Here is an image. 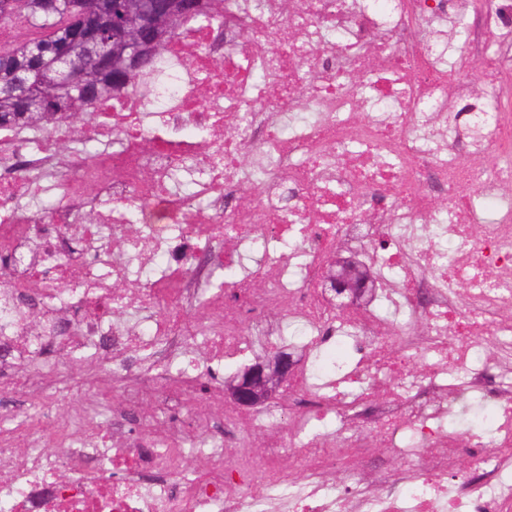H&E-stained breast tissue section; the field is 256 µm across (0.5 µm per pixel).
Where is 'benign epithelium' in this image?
<instances>
[{
	"instance_id": "benign-epithelium-1",
	"label": "benign epithelium",
	"mask_w": 512,
	"mask_h": 512,
	"mask_svg": "<svg viewBox=\"0 0 512 512\" xmlns=\"http://www.w3.org/2000/svg\"><path fill=\"white\" fill-rule=\"evenodd\" d=\"M127 8L114 6L112 14V55L98 65L112 62V67L130 71L156 56L158 44L168 37L177 16L186 9V0H166L159 8L157 0H125ZM39 70L64 79L70 88L81 93L86 72L67 67V53L59 52L49 60L39 59ZM328 281L342 294L361 292L368 281L367 272L358 265L338 262L331 266ZM290 360L277 355L269 363H258L244 369L227 385V393L242 406L262 401L273 389L288 379Z\"/></svg>"
}]
</instances>
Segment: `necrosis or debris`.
<instances>
[{
  "mask_svg": "<svg viewBox=\"0 0 512 512\" xmlns=\"http://www.w3.org/2000/svg\"><path fill=\"white\" fill-rule=\"evenodd\" d=\"M162 66L90 136L0 129V512H512V0H225ZM292 325L285 395L225 398ZM328 281L333 284L336 291L355 295L366 286L368 274L358 265L336 262L328 273ZM337 345H341L343 347L336 348ZM336 346H333L329 350L325 351L320 357V359L323 360V367L319 370L318 374L321 379H328L331 376H334L336 374V369L342 367V365L336 362V355L343 356L345 354L344 362H347L345 368L351 365L352 355L348 345L344 342H339L336 344ZM335 362L336 368L333 366ZM344 362L342 363L344 364Z\"/></svg>",
  "mask_w": 512,
  "mask_h": 512,
  "instance_id": "obj_1",
  "label": "necrosis or debris"
}]
</instances>
